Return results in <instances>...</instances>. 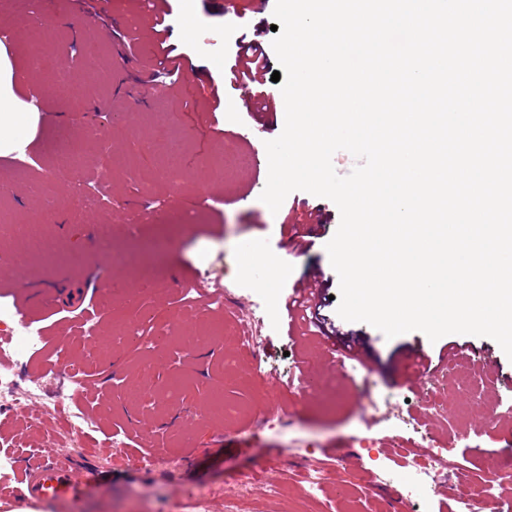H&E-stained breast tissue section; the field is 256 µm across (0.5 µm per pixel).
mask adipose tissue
I'll list each match as a JSON object with an SVG mask.
<instances>
[{"label": "adipose tissue", "mask_w": 512, "mask_h": 512, "mask_svg": "<svg viewBox=\"0 0 512 512\" xmlns=\"http://www.w3.org/2000/svg\"><path fill=\"white\" fill-rule=\"evenodd\" d=\"M22 82L8 51L0 44V155L7 156L32 140L40 113L35 106L24 104L17 95Z\"/></svg>", "instance_id": "1"}]
</instances>
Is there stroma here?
Listing matches in <instances>:
<instances>
[{
  "label": "stroma",
  "instance_id": "35a3bbf8",
  "mask_svg": "<svg viewBox=\"0 0 512 512\" xmlns=\"http://www.w3.org/2000/svg\"><path fill=\"white\" fill-rule=\"evenodd\" d=\"M275 2L166 0L159 12L183 64L176 76L148 62L159 12L147 0H106L96 15L83 0H37L31 14L0 4V32L27 75L18 95L41 105L29 144L36 164L0 162V217L39 223L55 243L54 255L0 266V304L20 307L31 288L45 296L26 315L43 329V348L15 368L21 390L37 394L27 412L0 413V440L17 461L0 467V485L21 489V465L65 456L81 477L105 474L72 512H387L395 497L404 512H448L460 497L484 503L487 458L512 459V360L499 344L457 335L458 357L473 376L468 390H458L452 362L439 357L445 340L419 331L389 339L338 315L339 279L325 249L340 223L334 202L305 191L290 193L275 213L261 202L265 143L281 134L285 112L258 124L248 109L250 86L223 77L239 37L271 48ZM34 30L50 49L38 70L29 64ZM174 101L179 111L171 110ZM63 140L87 182L111 166V207L79 203L70 178L53 175ZM237 151L249 163L225 173V155ZM316 206L331 218L310 232L303 214ZM102 232L105 248L96 243ZM244 240L265 255L287 256V278L260 286L243 269ZM189 270L222 281L223 309L203 294L184 299L179 276ZM316 273L328 280L324 329L362 338L367 361L331 357L322 331L289 319L284 304L293 284ZM157 277L167 294H150ZM243 311L255 319L258 363L235 338ZM88 320L101 356L76 372L63 346L81 338ZM117 322L155 329L158 338L113 344ZM411 350L438 366L417 375L405 358ZM311 360L308 384L291 383ZM143 367L154 373V393L141 384ZM57 396L72 398L89 419L91 439L123 433L127 446L94 455L90 438L70 435L46 445L40 406ZM489 404L500 415L491 430L479 422ZM274 413L286 414L288 426L254 428ZM409 448L452 457L458 474L440 490L411 485L402 467ZM316 466L328 480L309 494L303 485Z\"/></svg>",
  "mask_w": 512,
  "mask_h": 512
}]
</instances>
